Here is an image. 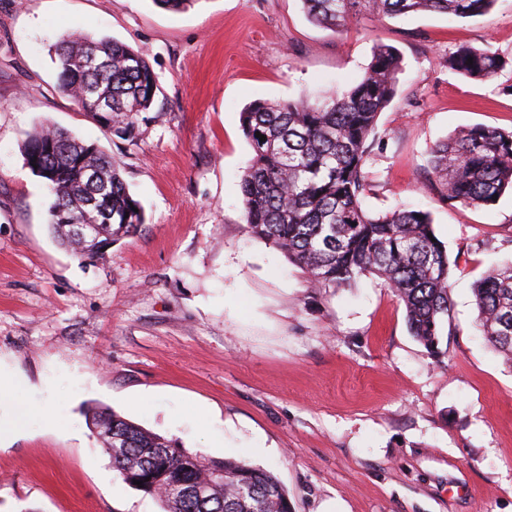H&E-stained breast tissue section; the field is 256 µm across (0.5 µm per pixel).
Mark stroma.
Masks as SVG:
<instances>
[{
    "label": "stroma",
    "instance_id": "1",
    "mask_svg": "<svg viewBox=\"0 0 512 512\" xmlns=\"http://www.w3.org/2000/svg\"><path fill=\"white\" fill-rule=\"evenodd\" d=\"M82 31L144 50L158 90L136 144L58 87L54 46ZM403 59L377 121L365 208L431 214L448 251V322L432 356L381 281L318 288L244 218L241 113L349 88L375 44ZM499 53L490 81L441 65ZM41 122L120 160L145 222L80 259L49 224L24 164ZM512 130V0L485 15L316 26L301 0H0V512H162L123 483L86 416L104 407L191 452L273 471L292 512H512V364L475 330L473 288L512 259V194L445 199L431 149L458 131ZM266 447L263 455L255 447Z\"/></svg>",
    "mask_w": 512,
    "mask_h": 512
}]
</instances>
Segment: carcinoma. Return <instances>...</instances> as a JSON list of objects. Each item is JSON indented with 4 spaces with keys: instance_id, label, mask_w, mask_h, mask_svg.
Listing matches in <instances>:
<instances>
[{
    "instance_id": "carcinoma-1",
    "label": "carcinoma",
    "mask_w": 512,
    "mask_h": 512,
    "mask_svg": "<svg viewBox=\"0 0 512 512\" xmlns=\"http://www.w3.org/2000/svg\"><path fill=\"white\" fill-rule=\"evenodd\" d=\"M495 2L301 0L311 22L339 32L364 15L428 11L472 18ZM54 53L60 91L113 136L135 142L137 117L150 111L157 90L146 53L86 33L62 38ZM444 63L464 76L491 80L505 60L489 49L461 46ZM401 71L397 50L378 43L364 76L341 94L250 103L241 127L252 156L240 191L253 236L300 265L320 288L378 278L404 305L411 335L438 353L448 321L449 263L444 245L430 237V214L406 207L371 214L363 206L377 120L396 94ZM22 153L50 190L54 233L77 256H93L144 223L119 164L97 145L46 124L27 135ZM429 164L448 201L490 206L494 196L512 190V132L467 128L435 145ZM75 224L95 228L80 236ZM474 296L480 331L512 361V265L486 274ZM88 420L117 476L157 498L164 512H291L287 490L269 470L235 458L206 459L107 409L89 408ZM198 488L206 497L192 494Z\"/></svg>"
}]
</instances>
